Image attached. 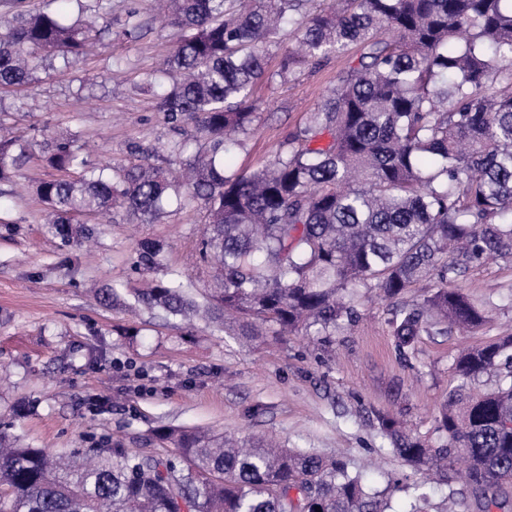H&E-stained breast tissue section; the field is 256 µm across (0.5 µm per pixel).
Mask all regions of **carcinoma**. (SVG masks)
Listing matches in <instances>:
<instances>
[{
	"mask_svg": "<svg viewBox=\"0 0 512 512\" xmlns=\"http://www.w3.org/2000/svg\"><path fill=\"white\" fill-rule=\"evenodd\" d=\"M305 0H167L174 30L157 111L175 130L193 124L201 142L175 139L161 163L91 166L67 138L41 161L55 175L35 194L65 246L89 238L112 209L150 224L171 197L206 211L200 259L216 287L202 303L171 279L135 301L168 319L202 316L242 336H333L354 313L345 292L375 288L396 298L424 280L437 288L393 320L398 349L431 326L481 327L485 316L457 285L473 264L512 262V0H336L303 16ZM298 45L278 75L352 45L365 53L313 109L302 128L252 172L228 157L252 130L255 86L268 47L285 28ZM93 27L58 12L0 18V90L24 85L56 53L81 63ZM30 144L0 139V199L12 194ZM138 262L161 266L164 244L143 239ZM457 385L432 445L383 416L394 453L415 473L481 495L482 512L503 509L512 484V334L463 350ZM499 384L476 391L484 374ZM166 454L92 448L94 463L45 448L13 447L0 432V512H392L385 493L333 456L240 447L207 431L160 428ZM460 483L464 489H455ZM410 500L425 484L393 482Z\"/></svg>",
	"mask_w": 512,
	"mask_h": 512,
	"instance_id": "cac0c4a2",
	"label": "carcinoma"
}]
</instances>
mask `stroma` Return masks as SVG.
Wrapping results in <instances>:
<instances>
[{
  "label": "stroma",
  "instance_id": "1",
  "mask_svg": "<svg viewBox=\"0 0 512 512\" xmlns=\"http://www.w3.org/2000/svg\"><path fill=\"white\" fill-rule=\"evenodd\" d=\"M100 0H0V16L20 10L60 11L88 20ZM109 24L93 54L74 67L49 57L28 85L0 92V139L23 135L36 144L65 135L89 161L126 163L137 144L163 157L175 137L156 109L149 74L165 69L174 35L151 0H110ZM136 11L139 34L127 35ZM297 37L288 30L267 51L268 81L253 132L230 158L235 171L269 163L274 148L303 125L306 112L357 66L362 49L277 73ZM33 192L9 201L0 224V427L18 444L62 455L102 445L144 453L165 447L161 427L202 428L241 440L271 437L325 456L342 453L367 483L382 490L410 470L379 429L391 416L434 443L436 418L456 384L460 351L512 328V263L488 260L460 284L482 305L486 322L467 332L430 328L399 351L391 320L396 303L357 289L356 316L332 336H266L253 341L202 319L166 323L135 295L159 280L191 283L195 298L210 286L199 259L205 212L168 209L150 224L123 209L93 227L91 248L62 245L42 222ZM165 245L163 266L136 268L137 244ZM117 287L120 305L96 297Z\"/></svg>",
  "mask_w": 512,
  "mask_h": 512
}]
</instances>
